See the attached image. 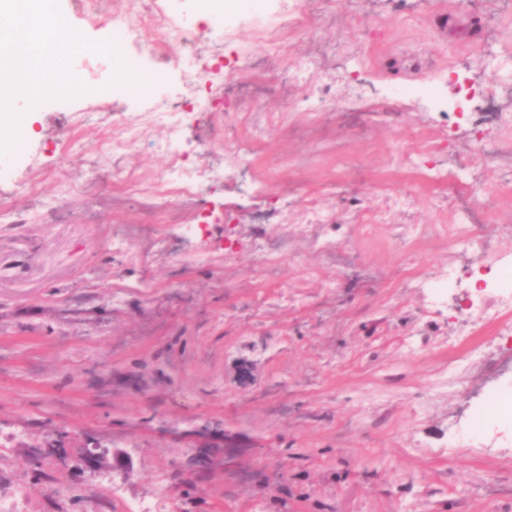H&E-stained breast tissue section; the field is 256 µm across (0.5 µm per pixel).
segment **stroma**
Returning a JSON list of instances; mask_svg holds the SVG:
<instances>
[{
  "instance_id": "1",
  "label": "stroma",
  "mask_w": 512,
  "mask_h": 512,
  "mask_svg": "<svg viewBox=\"0 0 512 512\" xmlns=\"http://www.w3.org/2000/svg\"><path fill=\"white\" fill-rule=\"evenodd\" d=\"M122 4L68 6L82 56L103 54ZM280 11V0L236 11L237 43L256 70L182 130L190 166L225 172L204 200L148 217L147 197L125 192L98 151L122 113L195 97L184 71L116 107L83 73L82 93L0 138L11 157L0 207L32 213L52 200L63 213L0 223V488L32 481L28 512L61 501L66 512H127L144 499L157 512H512V422L490 456L454 447L450 426L512 380V351L491 343L484 318L471 326L480 351L460 349V319L407 287L411 273L448 265L451 236L394 242L362 226L367 211L404 197L395 223L450 227L466 198L477 241L512 259V239L494 232L512 225V157L479 149L483 137L512 140L494 118L512 108V85L488 64L512 55V9L300 0L293 17ZM445 12L470 27L443 30ZM299 60L334 85L319 123L334 141L327 153L280 132L311 124L295 108L305 89L288 76ZM487 86L495 97L479 137L453 103L459 89ZM78 112L105 120L77 129L68 116ZM228 127L248 167L225 168ZM409 131L435 145L447 182L404 165L417 150ZM161 135L144 130L123 161L132 175L164 167ZM278 199L295 223L314 204L351 230L331 255L295 239L282 276L266 280L249 243L275 233ZM208 200L217 209L206 244L164 237L166 225L200 221ZM116 224L134 228L120 253ZM93 444L126 452L128 473L89 468Z\"/></svg>"
}]
</instances>
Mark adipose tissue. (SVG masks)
<instances>
[{
  "mask_svg": "<svg viewBox=\"0 0 512 512\" xmlns=\"http://www.w3.org/2000/svg\"><path fill=\"white\" fill-rule=\"evenodd\" d=\"M82 37L64 25L59 0H0V131L26 125L21 102L79 92L70 66Z\"/></svg>",
  "mask_w": 512,
  "mask_h": 512,
  "instance_id": "1",
  "label": "adipose tissue"
}]
</instances>
